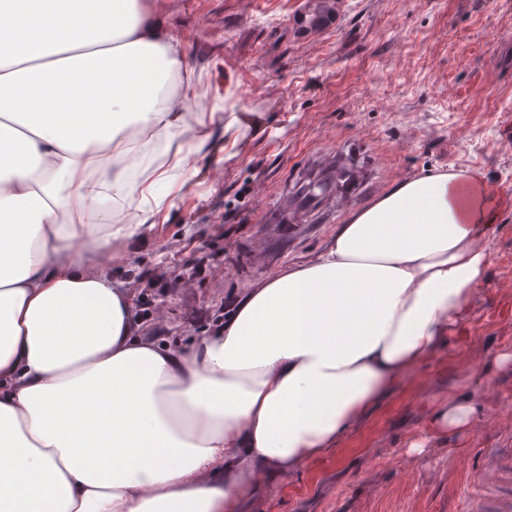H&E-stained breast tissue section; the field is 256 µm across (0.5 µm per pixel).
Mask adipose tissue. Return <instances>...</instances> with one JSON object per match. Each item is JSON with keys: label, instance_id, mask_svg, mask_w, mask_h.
I'll list each match as a JSON object with an SVG mask.
<instances>
[{"label": "adipose tissue", "instance_id": "ef3b65f1", "mask_svg": "<svg viewBox=\"0 0 512 512\" xmlns=\"http://www.w3.org/2000/svg\"><path fill=\"white\" fill-rule=\"evenodd\" d=\"M0 505L8 512H243L334 451L445 343L485 280L482 175L404 180L305 265L244 289L212 334L140 335L107 273L190 170L152 158L206 115L145 0H0ZM145 142L132 145L133 136ZM481 395L435 423H477Z\"/></svg>", "mask_w": 512, "mask_h": 512}]
</instances>
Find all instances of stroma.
<instances>
[{
    "instance_id": "35a3bbf8",
    "label": "stroma",
    "mask_w": 512,
    "mask_h": 512,
    "mask_svg": "<svg viewBox=\"0 0 512 512\" xmlns=\"http://www.w3.org/2000/svg\"><path fill=\"white\" fill-rule=\"evenodd\" d=\"M314 0H146L180 40L214 120L136 235L118 243L112 280L139 330L182 347L240 290L310 263L338 224L390 184L481 171L499 220L468 319L374 407L339 454L278 479L246 512H468L512 498V0H337L334 25L307 31ZM365 178L348 201L283 223L280 202L325 157ZM216 267L189 272L201 256ZM479 389L476 428L433 421Z\"/></svg>"
}]
</instances>
